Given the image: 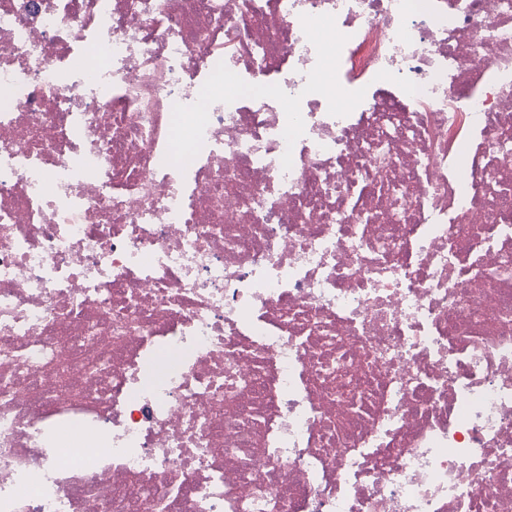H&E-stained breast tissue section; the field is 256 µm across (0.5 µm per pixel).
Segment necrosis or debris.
Instances as JSON below:
<instances>
[{
	"mask_svg": "<svg viewBox=\"0 0 512 512\" xmlns=\"http://www.w3.org/2000/svg\"><path fill=\"white\" fill-rule=\"evenodd\" d=\"M0 512H512V0H0Z\"/></svg>",
	"mask_w": 512,
	"mask_h": 512,
	"instance_id": "necrosis-or-debris-1",
	"label": "necrosis or debris"
}]
</instances>
